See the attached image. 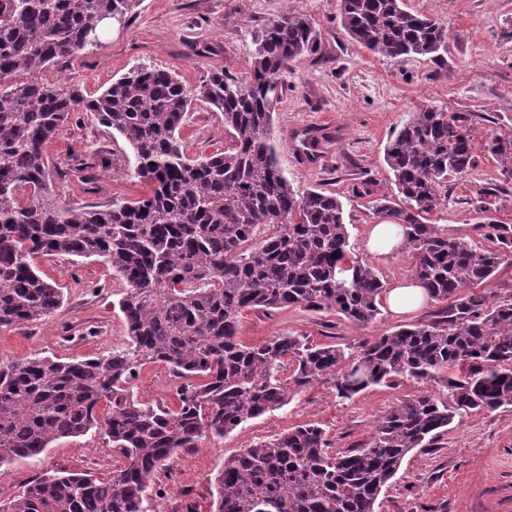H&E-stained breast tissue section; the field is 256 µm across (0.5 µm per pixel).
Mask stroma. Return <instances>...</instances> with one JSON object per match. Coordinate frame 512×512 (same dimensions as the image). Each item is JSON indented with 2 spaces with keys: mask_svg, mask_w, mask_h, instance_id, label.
I'll return each mask as SVG.
<instances>
[{
  "mask_svg": "<svg viewBox=\"0 0 512 512\" xmlns=\"http://www.w3.org/2000/svg\"><path fill=\"white\" fill-rule=\"evenodd\" d=\"M411 11L448 24V51L441 59L411 56L395 62L375 55L351 39L340 23L338 0H140L128 21L108 24L99 47L59 61L48 79L79 85L99 95L113 80L139 66L176 72L189 86L214 71L244 81L251 69L252 37L265 22L288 10L312 19L320 34L316 52L303 55L281 73L284 97L274 114L279 165L295 189H326L344 205L353 253L380 272L385 288L412 281V260L403 250L379 256L370 252V225L381 223L377 201L395 197L384 147L393 133L422 106L472 115L476 166L448 179L445 205L430 214L431 223L447 225L464 240L485 245L476 211L481 190L496 188L490 214L512 225V180L487 148L490 136L512 137V0H406ZM320 130L323 140L312 155L300 143L304 130ZM180 136L188 155H210L230 146L224 117L206 104L188 112ZM50 186L60 201L90 210L113 200H134L145 185L135 173L131 148L91 113L74 112L47 145ZM85 163L90 182L74 172ZM45 282L62 288L64 302L45 323L0 328V357L40 354L64 361L96 356L126 341L127 325L112 304L122 286L111 268L69 256L37 260ZM440 302L426 300L417 311L397 315L382 308L368 327L326 313L292 308L264 313L243 311L242 342L254 345L295 332L316 344L336 342L358 350L367 339L434 318ZM177 378L162 364L141 370L133 383L135 398L170 403ZM404 381L376 386L342 400L316 383L287 406L251 420L224 439L201 440L180 452L170 469L156 476V495L145 512H211L209 477L226 455L297 425L315 422L335 448L368 441L372 424L399 400L426 391ZM121 455L88 434L64 438L34 459L0 465V501L18 495L47 472L88 471L107 478ZM378 512H512V408L471 413L453 423L430 451L413 450L405 458Z\"/></svg>",
  "mask_w": 512,
  "mask_h": 512,
  "instance_id": "35a3bbf8",
  "label": "stroma"
}]
</instances>
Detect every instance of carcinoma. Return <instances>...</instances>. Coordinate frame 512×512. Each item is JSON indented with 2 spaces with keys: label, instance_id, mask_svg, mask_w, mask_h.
Listing matches in <instances>:
<instances>
[{
  "label": "carcinoma",
  "instance_id": "1",
  "mask_svg": "<svg viewBox=\"0 0 512 512\" xmlns=\"http://www.w3.org/2000/svg\"><path fill=\"white\" fill-rule=\"evenodd\" d=\"M136 2L0 0V327L51 320L63 292L38 276L36 260L75 256L112 268L128 328V341L105 355L0 358L1 465L90 432L123 457L107 479L66 471L37 479L0 512H144L155 475L179 451L224 438L316 382L345 400L405 379L435 384L392 406L361 448L337 450L306 423L224 457L210 481L211 512H376L404 458L433 446L455 416L512 408V293L475 290L512 263V226L482 225L491 243L482 248L424 223L448 177L475 167L470 113L427 105L385 148L399 201L377 213L401 228L414 279L447 302L434 319L357 354L298 333L246 345L237 336L246 309L298 307L357 327L380 314L383 282L350 255L342 201L296 191L277 159L279 75L315 51L319 35L292 10L268 21L254 33L245 82L220 71L192 88L168 70L139 67L91 97L43 78L92 48L87 38L105 18L125 22ZM340 17L350 38L385 58L437 60L448 48V23L404 0H340ZM197 102L224 114L227 150L187 155L180 131ZM79 105L132 149L147 185L138 200L88 210L51 193L45 149ZM488 146L512 178V138ZM153 363L182 380L173 406L130 393Z\"/></svg>",
  "mask_w": 512,
  "mask_h": 512
}]
</instances>
